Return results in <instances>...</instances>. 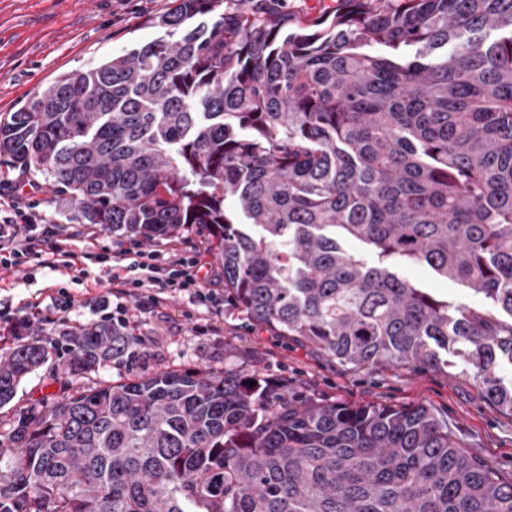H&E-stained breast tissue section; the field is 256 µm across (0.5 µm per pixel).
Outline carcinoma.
<instances>
[{
    "label": "carcinoma",
    "instance_id": "cac0c4a2",
    "mask_svg": "<svg viewBox=\"0 0 512 512\" xmlns=\"http://www.w3.org/2000/svg\"><path fill=\"white\" fill-rule=\"evenodd\" d=\"M279 2L180 0L154 21L179 39L56 81L0 122V157L114 233L199 226L224 314L354 368L456 357L512 413L498 375L512 366V0H339L309 22ZM391 259L484 304L438 299ZM134 340L87 324L68 334L67 368ZM55 356L39 337L15 343L0 408ZM0 512H512V476L425 405L163 370L19 409L0 433Z\"/></svg>",
    "mask_w": 512,
    "mask_h": 512
}]
</instances>
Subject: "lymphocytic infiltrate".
Masks as SVG:
<instances>
[{"mask_svg":"<svg viewBox=\"0 0 512 512\" xmlns=\"http://www.w3.org/2000/svg\"><path fill=\"white\" fill-rule=\"evenodd\" d=\"M18 224H0V241L12 242L8 257L0 259V269L40 267L73 272L76 281L90 282L97 290L118 288L121 295L146 299L155 308L162 296H184L194 305L210 307L217 302V293L204 271L208 262L203 253L181 248L178 242L167 241L157 249L145 247L130 238L119 251L99 244L98 232H91L97 249L75 251L74 236L54 227L28 226L26 237H19Z\"/></svg>","mask_w":512,"mask_h":512,"instance_id":"lymphocytic-infiltrate-1","label":"lymphocytic infiltrate"}]
</instances>
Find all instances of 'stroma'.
<instances>
[{
  "instance_id": "35a3bbf8",
  "label": "stroma",
  "mask_w": 512,
  "mask_h": 512,
  "mask_svg": "<svg viewBox=\"0 0 512 512\" xmlns=\"http://www.w3.org/2000/svg\"><path fill=\"white\" fill-rule=\"evenodd\" d=\"M178 4L179 0H0V120L25 108L57 79L95 69L166 36V29L152 20ZM18 206L29 208L35 223L78 231L75 245L85 248L90 224L68 196L52 192L47 174L24 173L2 164L0 222L13 216ZM390 266L437 298L473 305L481 301L464 285L438 276L428 266L396 260ZM62 288L76 297L69 324L37 321L30 335L56 342L68 325L99 321L98 309L80 301L81 285L72 283L64 270L0 272V309L19 312L36 301L41 313L52 312ZM128 319L127 332L139 340L128 359L74 376L65 369V355H58L53 367H42L22 381L12 404L0 409V419L8 420L14 410L50 394L48 381L53 374L75 389L166 369L220 373L256 368L270 379L287 382L290 390L325 402L426 404L447 420L468 455L512 474V414L489 405L472 374L452 367L435 371L411 365L357 369L244 317H217L214 310L195 306L184 297L163 301L149 313L129 309Z\"/></svg>"
}]
</instances>
